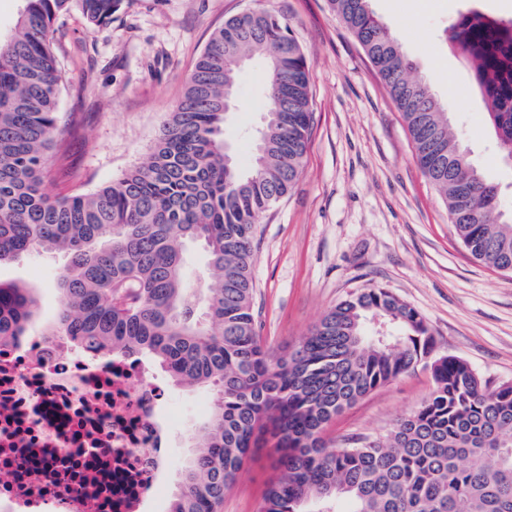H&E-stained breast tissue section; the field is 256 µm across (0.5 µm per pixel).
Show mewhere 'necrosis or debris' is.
Listing matches in <instances>:
<instances>
[{
  "mask_svg": "<svg viewBox=\"0 0 512 512\" xmlns=\"http://www.w3.org/2000/svg\"><path fill=\"white\" fill-rule=\"evenodd\" d=\"M163 398L134 357L58 335L0 345V512H145L165 465Z\"/></svg>",
  "mask_w": 512,
  "mask_h": 512,
  "instance_id": "necrosis-or-debris-1",
  "label": "necrosis or debris"
}]
</instances>
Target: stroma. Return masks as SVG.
I'll return each instance as SVG.
<instances>
[{"label":"stroma","instance_id":"obj_1","mask_svg":"<svg viewBox=\"0 0 512 512\" xmlns=\"http://www.w3.org/2000/svg\"><path fill=\"white\" fill-rule=\"evenodd\" d=\"M415 63L478 169L500 185L512 209V162L496 146L488 104L446 29L469 9L512 17V0H372ZM251 9L286 19L310 66L313 120L302 172L264 216L254 263L255 311L275 352L294 348L350 294L378 286L416 309L438 353L458 357L490 387L512 384V274L475 261L457 239L448 209L424 177L406 124L362 47L328 0H124L111 23L88 30L76 14L54 25L60 60L58 112L64 140L48 154L45 183L85 193L144 163L182 97L212 33ZM265 69L254 59L238 75L237 107L224 135L241 166L265 113ZM65 253L43 252L0 266V280L34 287L40 331L52 325ZM433 387L428 368L390 381L350 407L331 437L380 436ZM212 388L169 385V466L152 492L168 512L195 428L209 415ZM272 461L259 454L224 496L223 512H258Z\"/></svg>","mask_w":512,"mask_h":512}]
</instances>
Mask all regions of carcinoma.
Listing matches in <instances>:
<instances>
[{
  "label": "carcinoma",
  "instance_id": "1",
  "mask_svg": "<svg viewBox=\"0 0 512 512\" xmlns=\"http://www.w3.org/2000/svg\"><path fill=\"white\" fill-rule=\"evenodd\" d=\"M389 90L419 168L448 206L467 252L512 272V213L469 160L429 86L370 6L329 0ZM121 0H20L0 34V263L62 251V307L49 335L114 356H150L183 386L217 389L196 429L169 512H219L254 449L276 474L260 512H512V384L489 389L461 359L434 354L433 332L383 288L354 293L291 350L271 353L254 309L258 224L298 179L312 122L308 61L285 19H228L209 39L145 163L88 193L43 180L57 125L55 20L76 11L107 26ZM448 39L491 105L512 158V18L477 10ZM264 61L266 112L251 167L224 150V78ZM204 244L209 279L186 283L185 250ZM33 288L0 282V343L28 331ZM428 397L385 436L329 439L344 410L420 363Z\"/></svg>",
  "mask_w": 512,
  "mask_h": 512
}]
</instances>
